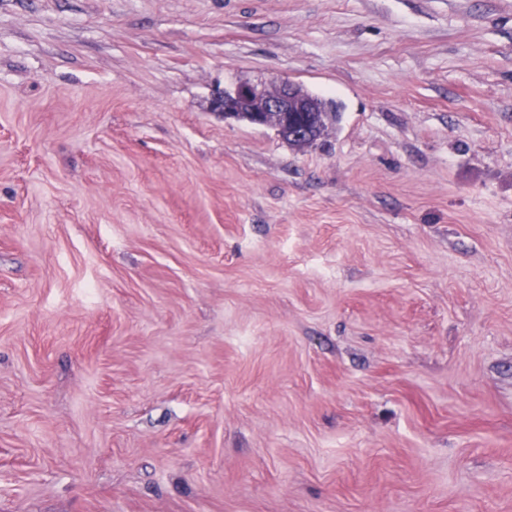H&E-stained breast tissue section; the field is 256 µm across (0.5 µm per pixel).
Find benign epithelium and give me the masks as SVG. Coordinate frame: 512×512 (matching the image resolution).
<instances>
[{"label":"benign epithelium","instance_id":"1","mask_svg":"<svg viewBox=\"0 0 512 512\" xmlns=\"http://www.w3.org/2000/svg\"><path fill=\"white\" fill-rule=\"evenodd\" d=\"M216 107L226 117L249 112L252 124L256 126L267 125L270 114L274 113L280 133L307 143L314 138L324 118V112L301 86L289 81H274L268 89L241 84L233 94L219 97Z\"/></svg>","mask_w":512,"mask_h":512}]
</instances>
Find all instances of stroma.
<instances>
[{"instance_id":"stroma-1","label":"stroma","mask_w":512,"mask_h":512,"mask_svg":"<svg viewBox=\"0 0 512 512\" xmlns=\"http://www.w3.org/2000/svg\"><path fill=\"white\" fill-rule=\"evenodd\" d=\"M0 512H512V0H0ZM216 107L224 112V117L237 116L256 126H267L270 113H276L278 131L291 139L306 143L313 140L317 129L323 123L324 112L305 94L301 86L284 81H273L269 89H258L251 84H240L233 94L221 96ZM310 112L309 116L297 123L291 113ZM309 144V143H308Z\"/></svg>"}]
</instances>
